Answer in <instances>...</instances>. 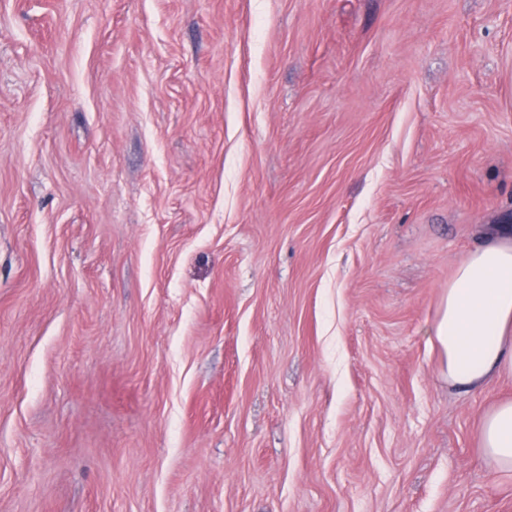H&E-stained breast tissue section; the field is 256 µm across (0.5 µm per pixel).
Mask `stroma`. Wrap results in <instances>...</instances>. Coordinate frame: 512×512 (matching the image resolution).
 Masks as SVG:
<instances>
[{
    "label": "stroma",
    "mask_w": 512,
    "mask_h": 512,
    "mask_svg": "<svg viewBox=\"0 0 512 512\" xmlns=\"http://www.w3.org/2000/svg\"><path fill=\"white\" fill-rule=\"evenodd\" d=\"M509 220L512 0H0V512H512ZM500 228L456 270L442 297L431 342L441 375L462 392L512 376V230ZM480 448L499 471H512V400L503 401L481 419Z\"/></svg>",
    "instance_id": "35a3bbf8"
}]
</instances>
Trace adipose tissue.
<instances>
[{
  "label": "adipose tissue",
  "instance_id": "1",
  "mask_svg": "<svg viewBox=\"0 0 512 512\" xmlns=\"http://www.w3.org/2000/svg\"><path fill=\"white\" fill-rule=\"evenodd\" d=\"M431 341L443 354L441 375L462 392L512 376V237H490L457 268ZM480 448L497 470L512 471V400L484 414Z\"/></svg>",
  "mask_w": 512,
  "mask_h": 512
}]
</instances>
